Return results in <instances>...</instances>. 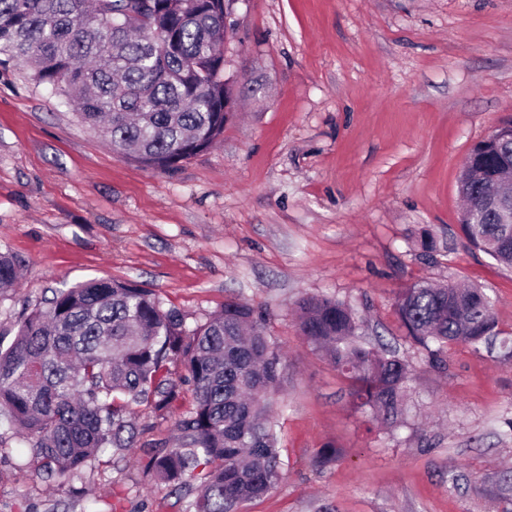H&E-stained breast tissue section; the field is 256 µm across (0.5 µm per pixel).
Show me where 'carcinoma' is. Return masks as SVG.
I'll return each mask as SVG.
<instances>
[{
    "instance_id": "1",
    "label": "carcinoma",
    "mask_w": 512,
    "mask_h": 512,
    "mask_svg": "<svg viewBox=\"0 0 512 512\" xmlns=\"http://www.w3.org/2000/svg\"><path fill=\"white\" fill-rule=\"evenodd\" d=\"M224 0H0V56L28 65L34 84L79 105L80 120L112 151L167 169L223 134ZM512 164V122L497 143L475 144L460 173L468 241L512 268V223L490 201L492 176ZM20 263L0 251V290ZM406 337L428 348L479 347L495 319L476 286L419 281L395 301ZM303 336L350 381L356 409L382 427L402 422L410 365L364 343L355 313L327 296L299 303ZM263 313L229 298L207 321L185 328L148 289L88 280L52 292L24 313L10 341L0 335V420L16 430L58 486L81 476L101 448L122 453L144 428L143 406L178 414L177 444L141 462L150 481L182 496L184 512H239L278 483L281 448L269 396L281 351ZM179 364L184 373L175 374Z\"/></svg>"
}]
</instances>
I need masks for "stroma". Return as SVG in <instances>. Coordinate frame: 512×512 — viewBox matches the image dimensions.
<instances>
[{
    "label": "stroma",
    "instance_id": "1",
    "mask_svg": "<svg viewBox=\"0 0 512 512\" xmlns=\"http://www.w3.org/2000/svg\"><path fill=\"white\" fill-rule=\"evenodd\" d=\"M227 22L237 110L214 147L166 170L113 153L22 63L0 64V250L21 263L0 328L92 278L154 289L189 329L240 298L282 350L284 461L242 512H512V358L465 343L433 356L395 311L416 281L471 282L512 344V269L467 242L458 194L471 147L512 120V0H231ZM312 295L345 302L360 336L411 365L406 426L356 412L300 335L296 303ZM137 418L134 448L102 449L81 484L102 503L122 490L126 512H179L138 465L172 443L175 418ZM327 443L339 456L314 466ZM37 469L7 439L0 512H83Z\"/></svg>",
    "mask_w": 512,
    "mask_h": 512
}]
</instances>
